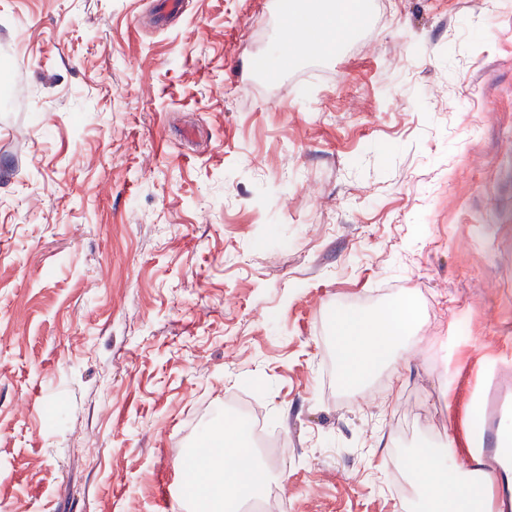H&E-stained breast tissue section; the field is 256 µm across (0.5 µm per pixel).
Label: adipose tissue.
<instances>
[{"label": "adipose tissue", "mask_w": 512, "mask_h": 512, "mask_svg": "<svg viewBox=\"0 0 512 512\" xmlns=\"http://www.w3.org/2000/svg\"><path fill=\"white\" fill-rule=\"evenodd\" d=\"M360 7L359 0H326L316 7L286 5L296 18L287 30L288 40L304 43L310 52L323 54L346 37L350 28L344 19ZM407 312L392 309L390 317L338 314L334 323L336 353L342 383L349 388L362 385L377 365L391 359L406 330ZM241 422L224 427V458L209 464L207 482L188 481L194 503L205 512H239L242 502L259 497L254 478L256 461L244 444ZM417 481L419 512H493L489 491L493 479L480 469L464 477L450 475L439 452L424 450L400 459Z\"/></svg>", "instance_id": "adipose-tissue-1"}]
</instances>
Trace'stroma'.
<instances>
[{
  "label": "stroma",
  "mask_w": 512,
  "mask_h": 512,
  "mask_svg": "<svg viewBox=\"0 0 512 512\" xmlns=\"http://www.w3.org/2000/svg\"><path fill=\"white\" fill-rule=\"evenodd\" d=\"M0 0V512H165L226 401L282 436L288 512H417L512 380V0H365L260 63L280 0ZM412 307L339 380L338 313Z\"/></svg>",
  "instance_id": "35a3bbf8"
}]
</instances>
